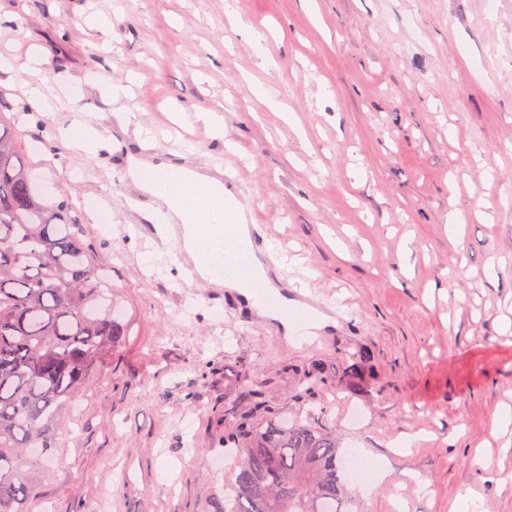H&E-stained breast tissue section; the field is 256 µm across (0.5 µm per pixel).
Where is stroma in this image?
I'll use <instances>...</instances> for the list:
<instances>
[{
    "label": "stroma",
    "mask_w": 512,
    "mask_h": 512,
    "mask_svg": "<svg viewBox=\"0 0 512 512\" xmlns=\"http://www.w3.org/2000/svg\"><path fill=\"white\" fill-rule=\"evenodd\" d=\"M0 53V112L33 88L56 105L20 127L35 181L68 201L127 329L35 512H204L249 393L380 463L354 512H512V0H0ZM131 74L130 99L103 95L98 76ZM196 109L223 110V137ZM76 127L99 141L71 147ZM140 131L180 164L221 159L292 311L317 301L296 336L173 267L124 178Z\"/></svg>",
    "instance_id": "35a3bbf8"
}]
</instances>
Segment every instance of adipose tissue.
<instances>
[{
  "label": "adipose tissue",
  "mask_w": 512,
  "mask_h": 512,
  "mask_svg": "<svg viewBox=\"0 0 512 512\" xmlns=\"http://www.w3.org/2000/svg\"><path fill=\"white\" fill-rule=\"evenodd\" d=\"M127 174L154 204L148 217L161 224H179V249L196 273L223 281L244 300L254 289L271 287L262 260L256 255L251 227L254 217L216 177L177 167L130 158Z\"/></svg>",
  "instance_id": "ef3b65f1"
}]
</instances>
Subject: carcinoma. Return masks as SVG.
<instances>
[{"label": "carcinoma", "mask_w": 512, "mask_h": 512, "mask_svg": "<svg viewBox=\"0 0 512 512\" xmlns=\"http://www.w3.org/2000/svg\"><path fill=\"white\" fill-rule=\"evenodd\" d=\"M24 115L0 113V512H33L68 407L126 336L68 202L48 206L33 191ZM368 359L354 356L352 387ZM224 441L242 458L205 512H351L330 431L278 415L255 427L244 414Z\"/></svg>", "instance_id": "carcinoma-1"}]
</instances>
